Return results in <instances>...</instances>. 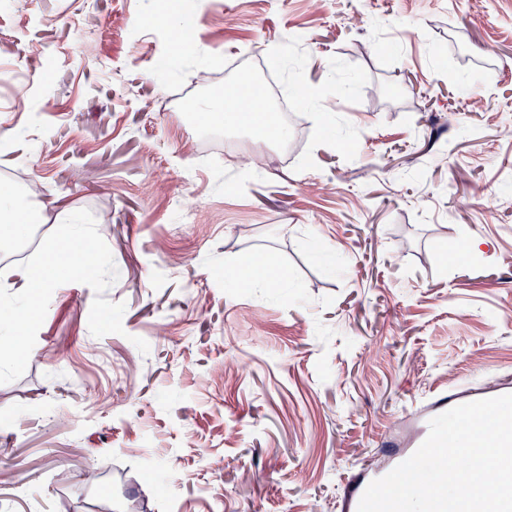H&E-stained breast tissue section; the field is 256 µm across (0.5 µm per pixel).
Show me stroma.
Returning <instances> with one entry per match:
<instances>
[{
  "label": "stroma",
  "instance_id": "obj_1",
  "mask_svg": "<svg viewBox=\"0 0 512 512\" xmlns=\"http://www.w3.org/2000/svg\"><path fill=\"white\" fill-rule=\"evenodd\" d=\"M169 2L0 0V183L104 258L0 285L36 310L0 348V512H340L415 403L512 392V0ZM245 46L307 90L287 146L201 124L261 169L161 105L216 102L195 76Z\"/></svg>",
  "mask_w": 512,
  "mask_h": 512
}]
</instances>
